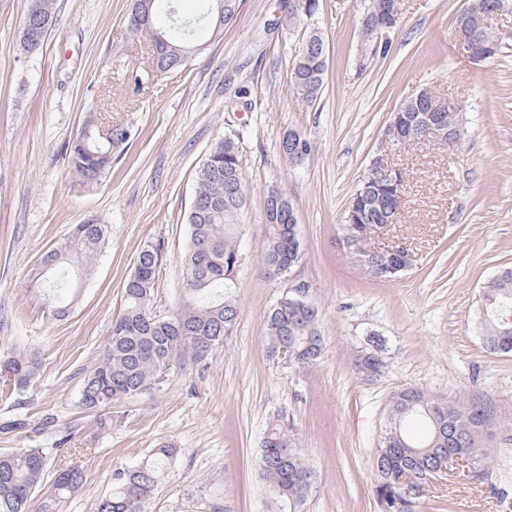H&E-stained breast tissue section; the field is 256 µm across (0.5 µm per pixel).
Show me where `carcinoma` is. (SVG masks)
<instances>
[{"label": "carcinoma", "instance_id": "1", "mask_svg": "<svg viewBox=\"0 0 512 512\" xmlns=\"http://www.w3.org/2000/svg\"><path fill=\"white\" fill-rule=\"evenodd\" d=\"M176 0H153L150 26H132L135 35L149 39L152 67L163 76L184 67L180 57L195 56L203 49L196 32L205 28L218 35L211 14L218 0H200L199 13L188 22L167 30L157 26L160 12L177 11ZM388 0H368L365 12L389 21L395 29L399 20L391 16ZM56 0H30L24 21L38 13L51 26ZM47 32L34 39L22 26L19 50L32 55V45L44 47ZM326 61L307 51L301 43L292 63L297 76L292 80L296 99L313 104L323 87ZM430 99L413 98L398 111L413 117L429 111ZM122 124L98 123L90 116L73 139L69 165L85 184H94L112 166L114 151L130 139ZM396 187L374 174H367L351 195L348 207L362 204L370 212L372 224L390 219L401 223L391 211ZM249 187L240 165L239 144L226 137L210 149L197 171V191L186 214L189 243L181 256L184 294L168 315L153 313V297L161 261L160 247L147 244L139 251L134 269L123 285L124 308L112 322L107 346L99 363L84 377L79 402L87 409L105 407L114 401L150 395L164 385L173 370L185 366H206L224 341L231 336L239 308L236 296V258L239 245V216L246 205ZM264 266L285 268L296 257L290 224L280 220L277 210L264 201ZM344 249L361 269L376 279L399 275V260L389 254L369 255L362 251L361 226L351 224ZM107 228L93 220L75 226L63 243L47 252L34 269L32 281L45 289L47 314L60 319L67 313L60 292L80 287L90 275L92 264L104 244ZM485 342L494 351H512V270L504 271L483 296ZM324 338L318 330V311H293L286 307L267 317V351H292V361L307 366L317 361ZM384 359L376 352L360 354L354 369L361 375H380ZM42 359L36 352L0 358V385L11 391L28 388L40 373ZM488 420L486 410L475 403L448 402L414 387H402L391 395L384 429L373 453V496L379 512H396L405 497L403 477L411 475L422 485L443 451L456 448L468 454L472 469L484 471L485 453L475 442V433ZM174 449L159 448L132 469L118 472L112 492L97 503V512H145ZM267 484L272 512H297L309 485L310 469L288 434L278 427L269 429L258 462ZM47 470V453L42 448H26L0 454V512H30L33 496ZM83 473L64 467L54 473L55 490L71 493L81 487Z\"/></svg>", "mask_w": 512, "mask_h": 512}]
</instances>
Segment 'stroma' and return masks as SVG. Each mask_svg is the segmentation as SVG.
I'll return each instance as SVG.
<instances>
[{"label":"stroma","mask_w":512,"mask_h":512,"mask_svg":"<svg viewBox=\"0 0 512 512\" xmlns=\"http://www.w3.org/2000/svg\"><path fill=\"white\" fill-rule=\"evenodd\" d=\"M468 3L396 0L401 22L388 55L374 58L360 31L366 0H319L312 23L294 27L281 0H242L223 38L159 77L146 40L130 33V0H56L34 57L17 49L29 0H0V353L35 350L43 361L28 390L0 395V452L50 449L32 512H95L117 471L164 446L174 455L146 512H268L258 459L274 425L312 472L299 512H377L372 453L389 397L403 386L492 413L476 437L487 472L457 468L415 512H512V352L486 347L480 311L483 289L512 269V10L493 20L500 52L476 62L454 37ZM313 28L327 69L306 107L290 73ZM424 89L457 105L460 141L392 145L391 113ZM90 113L131 137L86 185L67 148ZM291 131L312 148L298 165L279 154ZM224 137L239 140L249 185L232 336L206 368L175 371L152 395L83 409L82 380L123 310L144 244L162 254L154 313L181 298L195 173ZM379 156L406 174L402 221L387 236L413 259L387 280L364 274L338 240L349 199ZM274 188L297 211L301 259L291 275L308 283L324 338L308 367L266 353V318L289 281L263 273V202ZM91 219L107 226L106 242L66 316L48 319L31 272ZM376 347L386 368L368 380L353 359ZM66 466L85 481L61 497L53 473Z\"/></svg>","instance_id":"obj_1"}]
</instances>
